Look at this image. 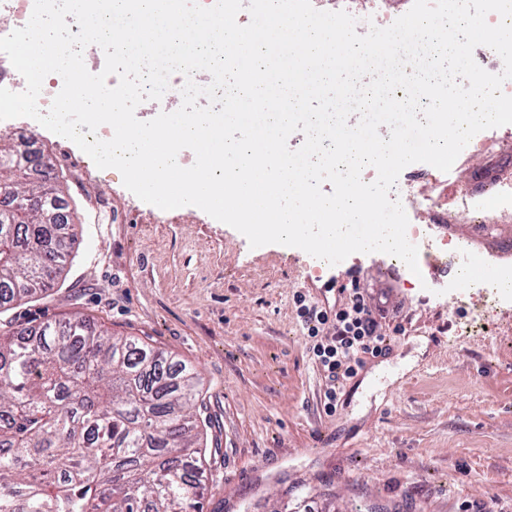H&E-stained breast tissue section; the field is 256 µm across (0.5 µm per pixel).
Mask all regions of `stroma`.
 Segmentation results:
<instances>
[{"label": "stroma", "mask_w": 512, "mask_h": 512, "mask_svg": "<svg viewBox=\"0 0 512 512\" xmlns=\"http://www.w3.org/2000/svg\"><path fill=\"white\" fill-rule=\"evenodd\" d=\"M0 136L52 159L76 235L62 279L14 318L35 330L79 312L195 368L203 512H512V302L428 269L386 281L381 253L321 267L295 247L253 249L199 208L142 202L29 118ZM343 266L398 315L329 414L294 297L322 302Z\"/></svg>", "instance_id": "stroma-1"}]
</instances>
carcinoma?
Instances as JSON below:
<instances>
[{"label":"carcinoma","instance_id":"cac0c4a2","mask_svg":"<svg viewBox=\"0 0 512 512\" xmlns=\"http://www.w3.org/2000/svg\"><path fill=\"white\" fill-rule=\"evenodd\" d=\"M23 162L52 180L38 159L0 143V181L36 197L10 171ZM59 203L0 211V512H198V373L78 315L33 335L9 316L65 271Z\"/></svg>","mask_w":512,"mask_h":512}]
</instances>
